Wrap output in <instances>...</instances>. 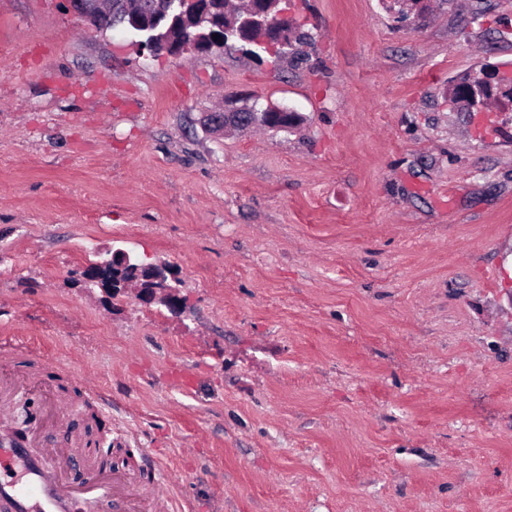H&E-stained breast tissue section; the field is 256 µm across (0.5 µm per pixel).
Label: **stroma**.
Masks as SVG:
<instances>
[{"mask_svg": "<svg viewBox=\"0 0 512 512\" xmlns=\"http://www.w3.org/2000/svg\"><path fill=\"white\" fill-rule=\"evenodd\" d=\"M299 58L151 55L65 0H0V344L100 388L175 512H512V0H290ZM226 101L304 116L208 134ZM171 268L180 316L76 272ZM479 77L483 83L491 88L496 87L501 97L512 93V70L505 68L480 69ZM451 87L458 97H468L475 102L469 112L471 117L470 126L474 136L479 139H485L497 134L498 126L490 122L485 116L486 112H488L487 108L476 103V96L472 91L470 79L456 80L451 84Z\"/></svg>", "mask_w": 512, "mask_h": 512, "instance_id": "1", "label": "stroma"}]
</instances>
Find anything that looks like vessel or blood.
I'll list each match as a JSON object with an SVG mask.
<instances>
[{"mask_svg": "<svg viewBox=\"0 0 512 512\" xmlns=\"http://www.w3.org/2000/svg\"><path fill=\"white\" fill-rule=\"evenodd\" d=\"M34 347L19 345L0 352V507L5 512H74L80 503H104L113 512H171L172 494L139 471L112 468L97 441L89 436L55 449V466H46L27 438L9 435L14 411L5 376L14 374ZM94 466L84 481L66 480L78 464Z\"/></svg>", "mask_w": 512, "mask_h": 512, "instance_id": "vessel-or-blood-1", "label": "vessel or blood"}]
</instances>
